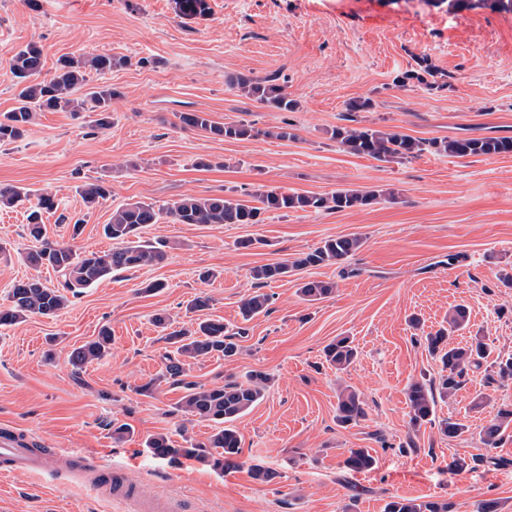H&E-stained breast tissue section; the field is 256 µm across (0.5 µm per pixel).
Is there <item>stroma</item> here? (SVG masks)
Masks as SVG:
<instances>
[{
  "instance_id": "35a3bbf8",
  "label": "stroma",
  "mask_w": 512,
  "mask_h": 512,
  "mask_svg": "<svg viewBox=\"0 0 512 512\" xmlns=\"http://www.w3.org/2000/svg\"><path fill=\"white\" fill-rule=\"evenodd\" d=\"M206 17L184 19L174 0H0V113L16 105L11 57L27 44L43 50L44 71L59 58L99 54L124 66L90 73L89 86L110 85L112 124L94 126L90 112L39 113L25 136L0 146V186L48 189L58 208L48 215L50 239L74 249L108 251L104 237L114 208L146 201L166 207L184 196L277 188L326 193L375 189L376 203L343 212H269L259 224H175L143 228V239L166 245L161 266L118 271L74 298L53 317L33 316L0 327V429L10 426L56 451L52 472L0 476V512H129L69 475L71 458L87 454L124 473L141 496H165L180 512H383L394 497L450 503L477 512L494 498L512 512V429L493 450L480 431L496 403L512 402V380L469 375L455 400L438 402L437 418L465 420L461 437L437 427L411 432L404 389L440 367L419 345L456 304L467 305L471 329L494 352L512 353V154L453 157L426 152L383 163L342 150L332 137L346 125L396 131L421 139L512 138V13L490 7L451 9L430 0H208ZM435 69L431 86L395 87L420 59ZM279 75L292 112L261 105L230 87L235 75ZM371 98V111L346 104ZM204 111L219 123L262 129L258 138L224 140L183 128L179 115ZM290 136L278 138L280 127ZM105 181L109 197L86 209L78 186ZM25 206L0 209V307L14 281L39 277L58 287L52 268L24 257L37 244L25 233ZM83 219L80 235L72 225ZM361 236L365 244L345 266L310 267L299 277L257 286L255 267L292 259L322 241ZM251 247H240L243 239ZM456 256L448 264V256ZM218 271L202 282L200 271ZM331 281L335 292L309 302L298 280ZM160 292L145 294L148 281ZM270 297L266 313L242 321L239 308L256 291ZM208 296L204 315L245 327L234 362L209 358L190 373L204 384L254 370L272 378L264 399L238 418L240 468L216 474L193 459L173 467L151 456L150 435L166 432L202 441L210 422L184 417V394L167 384L154 397L136 385L163 366L165 344L152 324L166 313L185 322L186 306ZM112 331V353L74 370L73 347ZM354 338L358 361L336 372L323 349ZM356 390L368 406L357 425L336 423L337 392ZM493 403L475 412L479 394ZM127 424L121 441L113 423ZM367 448L371 470L347 472L349 449ZM492 452L501 466L450 471L456 458ZM275 471L272 482L250 475Z\"/></svg>"
}]
</instances>
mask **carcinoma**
<instances>
[{
  "label": "carcinoma",
  "mask_w": 512,
  "mask_h": 512,
  "mask_svg": "<svg viewBox=\"0 0 512 512\" xmlns=\"http://www.w3.org/2000/svg\"><path fill=\"white\" fill-rule=\"evenodd\" d=\"M175 9L182 18L193 19L209 12L208 0H175ZM126 64L125 59L110 55L65 56L58 60L54 72L42 76L44 68L42 49L30 43L17 50L11 59V74L19 91L17 105L0 114V144L20 139L26 127L40 112H93L95 126L106 128L112 123V100L120 92L101 85L82 91L87 85V72H108ZM434 76L432 66L423 59L419 69L404 73L395 86L405 88L412 80L428 85L427 77ZM229 84L239 88L260 103L283 112L297 109L295 100L289 98L285 86L273 75L262 80L243 76L229 79ZM180 123L185 128L198 130L216 138L244 139L267 136L269 132L239 123L219 124L206 112H182ZM333 137L343 150L364 155L380 162H392L414 158L425 151L455 157L494 156L512 153V138H455L426 141L399 132L362 127H338ZM78 192L88 209L95 208L109 196L110 190L102 182H87ZM393 195L384 190L363 191L339 188L327 194H299L280 192L276 189L258 190L249 199L227 198L222 195L206 197L186 196L163 209L153 203L136 201L112 210L103 234L115 247L108 252L77 251L70 246H60L47 236L43 215L52 213L58 206L57 195L44 192L27 216L28 236L41 243V247L26 255L33 267L46 265L59 272L63 282L57 288L45 286L37 278L19 280L10 288L11 304L0 309V326L15 325L31 316L53 317L65 309L68 295L89 288L116 271L138 270L163 264L168 254L163 246L140 240L139 231L148 224H157L166 215L176 224H260L262 215L270 211L288 213L290 210L313 212L343 211L373 204L379 198ZM28 193L18 187H0V208H11L26 200ZM364 245L357 235L327 239L322 245L298 254L285 262L266 264L252 270V276L260 284H267L288 277L295 271L309 267L342 264L354 256ZM299 293L308 301H320L335 291L330 281H306L299 284ZM269 295L256 292L248 297L240 308L243 321L248 322L267 311ZM161 339L170 347L163 355L164 367L154 377L136 386L139 395L152 397L162 384L174 381L182 385L184 396L178 410L186 415L214 423L213 432L204 441L184 439L185 448H178L170 437L154 434L145 441L148 451L157 459L175 463L180 458L196 459L222 474L239 467L240 437L234 422L253 408L263 397L270 382L269 374L252 371L246 380L230 377L224 383L204 385L186 380V366L216 357L232 360L239 352L238 339L244 329L235 332L228 329L221 319L196 322V328L176 329L166 314L153 318ZM470 324V311L464 304L453 307L448 325L423 337L428 354L441 364L439 379L413 380L405 388L409 408L410 428L417 432L427 424H438L439 432L449 438H458L467 432V425L459 419L436 420L437 400H451L461 389L469 373H475L490 365L497 368V376L512 379V354L497 355L490 359L492 349L484 336H471L464 343L454 345L451 334L463 331ZM112 333L104 327L98 335L73 348L69 362L79 371L86 364L101 360L111 354ZM360 352L349 336H338L324 349L325 361L344 371L359 359ZM367 417L365 402L352 389L342 390L337 397L336 421L346 428ZM512 426V403L499 404L494 417L482 427V441L488 449H495L503 434ZM376 460L366 448H352L343 465L350 471L361 472L374 467ZM384 512H450L445 501L397 498L386 503Z\"/></svg>",
  "instance_id": "carcinoma-1"
}]
</instances>
